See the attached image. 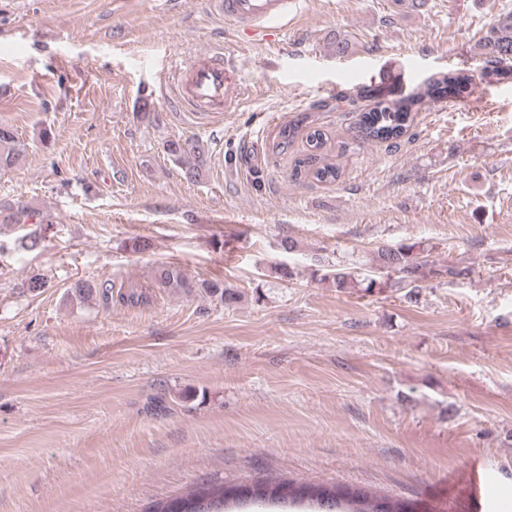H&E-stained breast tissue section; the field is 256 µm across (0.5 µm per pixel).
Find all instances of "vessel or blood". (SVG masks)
Instances as JSON below:
<instances>
[{"label":"vessel or blood","instance_id":"obj_1","mask_svg":"<svg viewBox=\"0 0 512 512\" xmlns=\"http://www.w3.org/2000/svg\"><path fill=\"white\" fill-rule=\"evenodd\" d=\"M226 20L244 32L255 35L266 31L269 24L285 18L296 0H216ZM173 91L177 101L192 109L204 106L232 107L236 81L218 52H209L203 61H191Z\"/></svg>","mask_w":512,"mask_h":512}]
</instances>
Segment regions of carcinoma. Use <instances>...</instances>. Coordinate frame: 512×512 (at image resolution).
<instances>
[{
    "label": "carcinoma",
    "instance_id": "carcinoma-1",
    "mask_svg": "<svg viewBox=\"0 0 512 512\" xmlns=\"http://www.w3.org/2000/svg\"><path fill=\"white\" fill-rule=\"evenodd\" d=\"M477 47L487 55L486 66L475 74L467 70L449 71L429 79L418 86L412 93L392 99L379 98L373 106L357 114L355 137L362 142L385 143L389 147L398 144L413 127L418 112L433 101L449 94H461L465 89L483 81L499 82L512 78V71L498 67L502 58L512 59V13L501 14L495 24L491 25L478 42ZM301 140L307 145V153L296 160L293 175L301 174L319 182L332 183L339 178V168L328 158L326 134L314 126L312 113L300 112L288 123L282 125L273 141V148L284 151L294 142ZM26 151L13 128L0 125V170L14 167ZM164 152L183 172L184 178L197 182L203 176L208 152L205 146L194 138H174L165 142ZM44 217L40 212L21 200L0 202V224H42ZM425 248L415 244L397 247L383 246L377 250L376 262L380 272L387 279L365 277L359 279L350 272L333 269L330 276L338 288H358L372 293L377 289L405 288V298L410 303L418 300L420 283L440 276H448L452 281L465 278L471 273L468 266L437 267L433 261L423 257ZM160 288L170 293H191L199 291L215 297L226 306L236 301V292L217 280H191L176 265L165 264L154 271L152 282L143 285L128 286L124 292L117 293L119 300L136 307L150 302L151 291ZM73 297L81 301L101 298L107 302L112 299V287L105 283L100 285L87 280L79 281L72 288ZM300 483L290 480H264L252 483L253 501L271 503H293L296 498L290 494ZM306 487L313 490L309 501L320 507L325 502H335L333 512H408L406 503L401 500H387L388 508L380 511L370 505L378 498L375 493L363 488H340L336 484L308 483ZM224 485L208 484L190 489L186 494L161 500L149 507V512H172L178 507L179 512H212V508L224 504Z\"/></svg>",
    "mask_w": 512,
    "mask_h": 512
}]
</instances>
